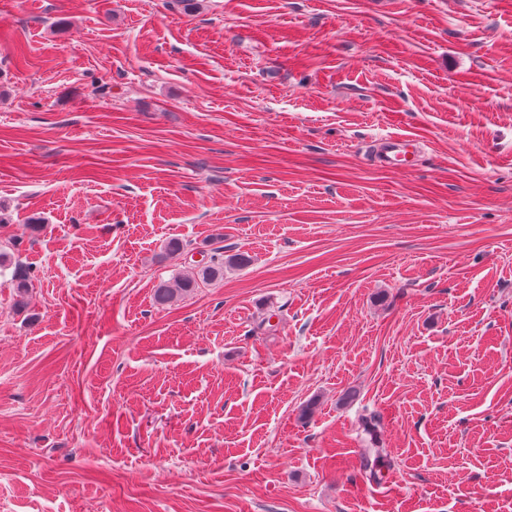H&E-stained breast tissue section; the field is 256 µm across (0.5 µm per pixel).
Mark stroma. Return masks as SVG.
Wrapping results in <instances>:
<instances>
[{
	"mask_svg": "<svg viewBox=\"0 0 512 512\" xmlns=\"http://www.w3.org/2000/svg\"><path fill=\"white\" fill-rule=\"evenodd\" d=\"M0 252V512H512V0H0ZM417 147L403 135H392L384 139L378 160L390 168H406L407 163L416 154ZM224 277V265L221 263H212L201 267L195 274L183 276L173 284L170 282H160L155 288L154 299L159 305H167L179 295L191 293L199 287V282L208 283L222 279Z\"/></svg>",
	"mask_w": 512,
	"mask_h": 512,
	"instance_id": "35a3bbf8",
	"label": "stroma"
}]
</instances>
